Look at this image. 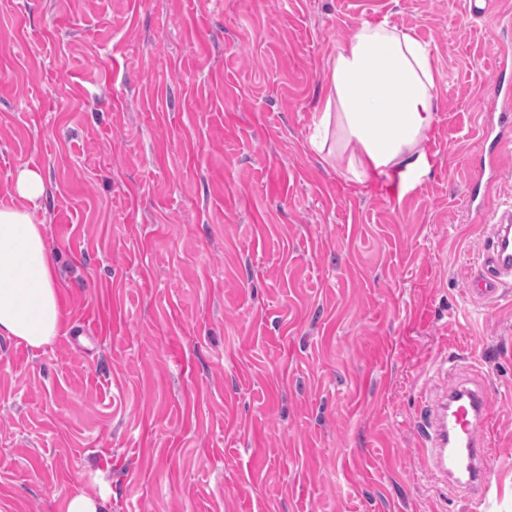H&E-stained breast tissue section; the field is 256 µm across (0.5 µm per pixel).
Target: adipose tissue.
<instances>
[{
	"label": "adipose tissue",
	"mask_w": 512,
	"mask_h": 512,
	"mask_svg": "<svg viewBox=\"0 0 512 512\" xmlns=\"http://www.w3.org/2000/svg\"><path fill=\"white\" fill-rule=\"evenodd\" d=\"M443 80L410 30L360 20L326 61L312 150L330 152L361 184L393 170L418 175L429 166L421 144L437 121ZM13 190L21 206L0 209V335L40 348L65 325L45 223L33 211L46 192L41 170H22Z\"/></svg>",
	"instance_id": "adipose-tissue-1"
}]
</instances>
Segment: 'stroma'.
<instances>
[{
  "mask_svg": "<svg viewBox=\"0 0 512 512\" xmlns=\"http://www.w3.org/2000/svg\"><path fill=\"white\" fill-rule=\"evenodd\" d=\"M0 0V208L38 203L66 324L0 336V512H470L424 468L442 365L487 388L512 512V286L467 204L512 0ZM445 81L412 182L311 151L360 18ZM13 190L19 199L36 208L37 202L46 192L43 173L38 169L22 170L16 178ZM478 272L470 292L485 299L498 298L499 290L512 279V209L495 210L489 220ZM65 512H102V502L76 487L65 495Z\"/></svg>",
  "mask_w": 512,
  "mask_h": 512,
  "instance_id": "stroma-1",
  "label": "stroma"
}]
</instances>
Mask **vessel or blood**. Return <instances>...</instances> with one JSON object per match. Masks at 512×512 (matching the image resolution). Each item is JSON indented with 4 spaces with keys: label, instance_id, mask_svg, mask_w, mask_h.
Listing matches in <instances>:
<instances>
[{
    "label": "vessel or blood",
    "instance_id": "obj_1",
    "mask_svg": "<svg viewBox=\"0 0 512 512\" xmlns=\"http://www.w3.org/2000/svg\"><path fill=\"white\" fill-rule=\"evenodd\" d=\"M492 100L499 103L500 114L497 122L481 130L486 159L475 166L469 180L468 206L479 212L488 211L486 188L499 176L503 146L512 142V78L506 71L498 73ZM490 213L481 263L470 283L471 293L485 299L497 298L500 288L512 282V209ZM488 405L483 387L462 381L441 386L425 399L418 420L426 471L472 502L483 499L493 478Z\"/></svg>",
    "mask_w": 512,
    "mask_h": 512
}]
</instances>
